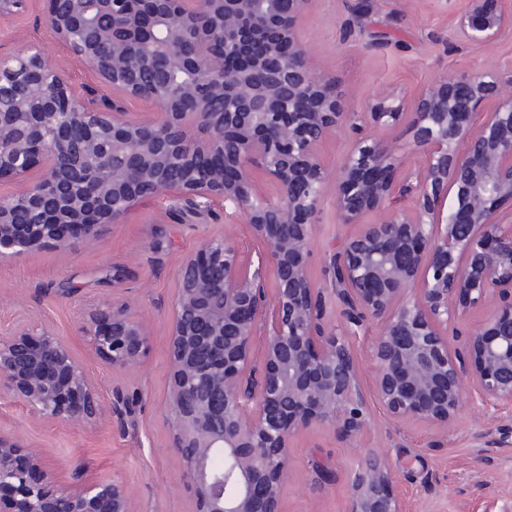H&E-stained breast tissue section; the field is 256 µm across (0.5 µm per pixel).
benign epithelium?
Instances as JSON below:
<instances>
[{
  "label": "benign epithelium",
  "mask_w": 512,
  "mask_h": 512,
  "mask_svg": "<svg viewBox=\"0 0 512 512\" xmlns=\"http://www.w3.org/2000/svg\"><path fill=\"white\" fill-rule=\"evenodd\" d=\"M309 0H45L42 23L87 62L96 83L76 87L36 47L0 55V261L45 248L91 246L146 196L177 193L232 202L260 250L233 229L204 239L177 272L168 309L170 383L160 409L170 450L197 512H280L290 440L313 426L358 437L371 423L352 341L367 335L373 397L395 425L445 433L466 399L512 408V71L437 76L411 112L391 93L349 112L320 70L297 22ZM469 0L454 39L482 45L512 29V0ZM26 0H0V20ZM163 55L169 73L207 63L204 80L169 87L138 80ZM152 106L127 117L124 102ZM410 115L409 141L386 134ZM345 132L343 164L321 144ZM422 164L400 180L401 150ZM40 176L29 181L34 170ZM261 171L279 193L258 196ZM456 202L448 208V191ZM409 199L385 211L394 193ZM358 224L330 259L328 291L341 327L323 315L307 274L320 199ZM470 310L485 321L449 336ZM93 354L134 373L149 346L133 299L98 301L83 327ZM0 392L73 429L94 423L97 385L52 329L22 321L0 333ZM224 457V468L214 465ZM0 512H134L125 484L70 490L41 447L0 432ZM349 512H404L386 454H365Z\"/></svg>",
  "instance_id": "7a95c632"
}]
</instances>
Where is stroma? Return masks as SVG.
<instances>
[{
  "label": "stroma",
  "instance_id": "stroma-1",
  "mask_svg": "<svg viewBox=\"0 0 512 512\" xmlns=\"http://www.w3.org/2000/svg\"><path fill=\"white\" fill-rule=\"evenodd\" d=\"M468 0H311L300 35L317 65L336 81L346 107L357 108L386 89L410 98L437 75L477 67L512 68V36L488 45H461L451 34ZM44 0H29L26 14L0 22V54L43 44L53 64L78 86L95 83L83 60L55 41L40 23ZM236 224L232 204L220 198L190 207L175 195L148 197L123 224L109 228L91 248L46 250L0 262V331L21 319L46 325L72 344L101 390L97 423L70 429L36 417L0 398V429L39 443L47 460L72 487L117 478L135 512H196L178 460L168 452V428L159 413L169 381L168 306L183 258L203 238ZM340 224L336 202L319 204L309 277L323 288L337 246L353 234ZM118 270L112 283L101 267ZM132 297L145 319L149 347L144 366L130 376L94 357L80 330L90 304ZM121 392L126 412L112 411ZM386 453L395 490L406 512H512V410L467 403L441 435L419 426L397 427L373 411L369 429L354 440L314 427L291 440V466L281 512H349L350 489L360 457Z\"/></svg>",
  "mask_w": 512,
  "mask_h": 512
}]
</instances>
